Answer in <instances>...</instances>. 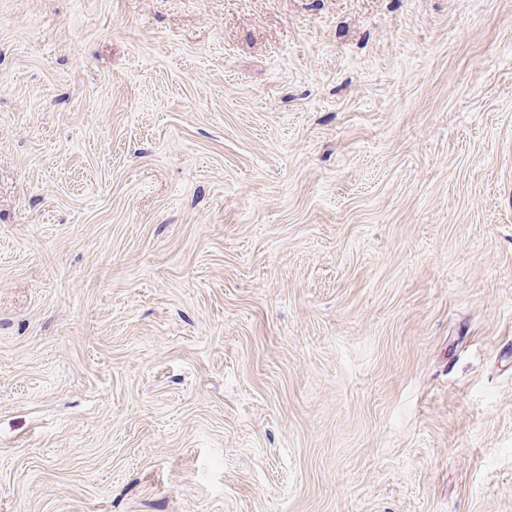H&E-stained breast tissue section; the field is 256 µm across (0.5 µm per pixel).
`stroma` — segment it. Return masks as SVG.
I'll return each instance as SVG.
<instances>
[{"label": "stroma", "mask_w": 512, "mask_h": 512, "mask_svg": "<svg viewBox=\"0 0 512 512\" xmlns=\"http://www.w3.org/2000/svg\"><path fill=\"white\" fill-rule=\"evenodd\" d=\"M0 512H512V0H0Z\"/></svg>", "instance_id": "35a3bbf8"}]
</instances>
